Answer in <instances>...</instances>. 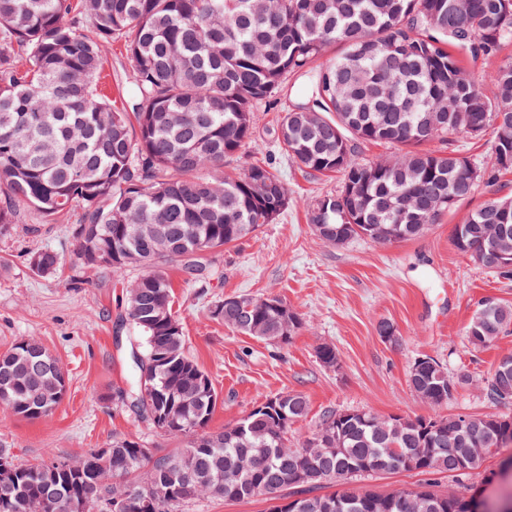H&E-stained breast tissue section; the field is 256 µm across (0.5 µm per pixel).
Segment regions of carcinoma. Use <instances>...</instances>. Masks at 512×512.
Wrapping results in <instances>:
<instances>
[{
  "label": "carcinoma",
  "mask_w": 512,
  "mask_h": 512,
  "mask_svg": "<svg viewBox=\"0 0 512 512\" xmlns=\"http://www.w3.org/2000/svg\"><path fill=\"white\" fill-rule=\"evenodd\" d=\"M89 24L90 33L81 31ZM122 38L132 68V102L120 111L97 92L104 47ZM512 0H0V235L30 208L48 220L81 209L72 256L87 269H143L126 292V318L141 356L126 393L156 430L187 438L158 453L116 439L106 451L36 465L15 462L0 478V512H180L201 498L256 494L270 512H470L465 494L434 490L436 476L469 479L486 458L512 446V416H380L331 411L301 444L288 427L308 411L297 393L250 413V428L212 432L218 394L186 351L162 263L191 278L199 256L272 224L288 208L267 163L234 179L203 177L251 140L254 107L291 75L304 78L277 141L312 176L338 173L341 186L308 207L326 243L356 237L380 244L413 239L483 184L512 172ZM342 55L317 64L327 46ZM497 61L488 81L463 56ZM491 135V165L462 155L453 139ZM438 140L440 149L427 144ZM399 146L391 161L366 163V143ZM448 200L439 213L434 205ZM453 246L500 277H512V198L493 192L455 228ZM111 255L108 261L103 255ZM63 255L28 254L52 275ZM239 333L288 345L301 319L283 302L232 296L211 311ZM512 328V306L478 304L465 347L479 350ZM317 359L338 364L322 344ZM470 376L438 359L409 369L411 390L448 405ZM0 410L26 419L51 414L67 393L59 361L33 338L0 353ZM493 404L512 402V368L484 386ZM416 471L411 489L359 490L363 474ZM332 485L336 490L318 494Z\"/></svg>",
  "instance_id": "1"
}]
</instances>
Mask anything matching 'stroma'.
I'll return each instance as SVG.
<instances>
[{
    "label": "stroma",
    "mask_w": 512,
    "mask_h": 512,
    "mask_svg": "<svg viewBox=\"0 0 512 512\" xmlns=\"http://www.w3.org/2000/svg\"><path fill=\"white\" fill-rule=\"evenodd\" d=\"M296 100L283 91L255 107L254 132L241 156L227 159L224 172L236 176L252 162H268L291 197L275 223L205 255L209 274L187 280L179 267L168 270L172 311L189 355L211 378L219 403L210 428L239 424L265 397L302 394L308 413L291 424L289 444L309 436L331 411L381 415H433L408 385L415 358H438L449 373L470 375L442 414H512V405L489 402L483 383L498 361L512 355V334L487 348L465 351L463 338L478 301L492 297L512 305V280L476 264L452 245L456 224L488 198L478 188L421 236L381 245L357 238L335 246L319 238L307 219L316 198L336 191L339 177L307 175L279 146L276 130ZM80 216L44 221L39 235L16 226L0 236V351L24 338L37 339L62 364L67 394L49 416L28 420L0 411V448L20 464L75 459L113 440L128 439L162 452L184 438L150 428L119 396L130 386L128 354L135 335L120 323L127 286L141 274L73 266L71 229ZM51 248L66 262L47 277L28 267L29 252ZM277 298L299 314L302 326L283 347L224 326L212 317L225 297ZM392 322L398 344L383 341L380 321ZM335 347L339 365L324 367L318 346Z\"/></svg>",
    "instance_id": "1"
}]
</instances>
